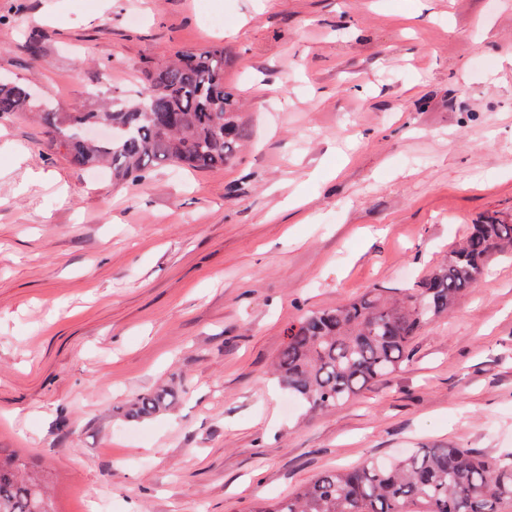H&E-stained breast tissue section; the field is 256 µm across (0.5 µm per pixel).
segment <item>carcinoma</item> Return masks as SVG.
<instances>
[{
    "mask_svg": "<svg viewBox=\"0 0 512 512\" xmlns=\"http://www.w3.org/2000/svg\"><path fill=\"white\" fill-rule=\"evenodd\" d=\"M222 46L175 53L147 63L140 96L116 99L98 111L38 112L59 153L79 168L99 164L137 183L155 167L207 170L231 164L245 138L239 100L224 84ZM26 83L0 81V119L28 112ZM494 256L512 258V224L471 225L445 261L413 287L363 296L305 314L288 328L273 373L312 412L350 401L364 386L396 371L424 325L447 313L473 287ZM168 388L142 394L125 410L130 419L169 408ZM0 512H53L42 481L23 480L0 462ZM253 512H512V458L465 448H418L384 462L329 470L297 492Z\"/></svg>",
    "mask_w": 512,
    "mask_h": 512,
    "instance_id": "obj_1",
    "label": "carcinoma"
}]
</instances>
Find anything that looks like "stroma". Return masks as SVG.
Here are the masks:
<instances>
[{
    "label": "stroma",
    "instance_id": "1",
    "mask_svg": "<svg viewBox=\"0 0 512 512\" xmlns=\"http://www.w3.org/2000/svg\"><path fill=\"white\" fill-rule=\"evenodd\" d=\"M0 78L58 112L133 100L144 62L223 45L244 146L120 186L0 119V457L55 512H253L415 448L512 452V261L399 369L308 412L287 328L408 288L512 223V0H0ZM42 35L26 48L25 29ZM172 407L131 420L142 393Z\"/></svg>",
    "mask_w": 512,
    "mask_h": 512
}]
</instances>
